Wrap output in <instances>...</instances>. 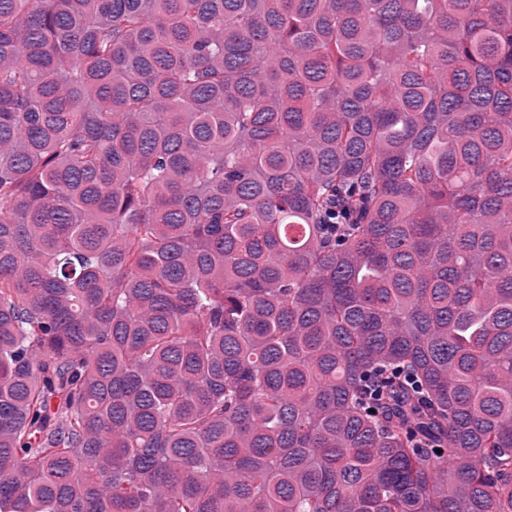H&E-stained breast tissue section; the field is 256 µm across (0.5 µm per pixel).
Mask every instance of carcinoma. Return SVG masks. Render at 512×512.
<instances>
[{"instance_id": "cac0c4a2", "label": "carcinoma", "mask_w": 512, "mask_h": 512, "mask_svg": "<svg viewBox=\"0 0 512 512\" xmlns=\"http://www.w3.org/2000/svg\"><path fill=\"white\" fill-rule=\"evenodd\" d=\"M0 512H512V0H0Z\"/></svg>"}]
</instances>
